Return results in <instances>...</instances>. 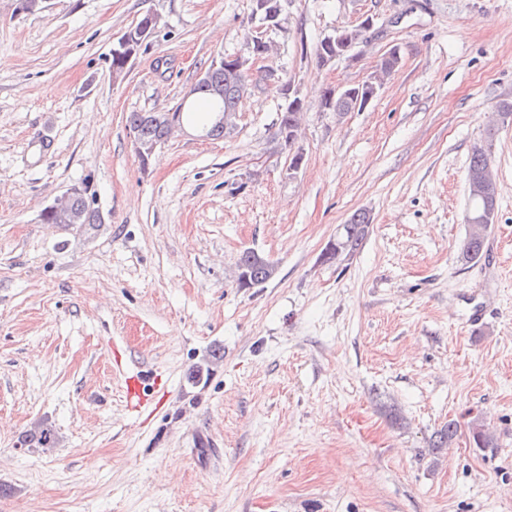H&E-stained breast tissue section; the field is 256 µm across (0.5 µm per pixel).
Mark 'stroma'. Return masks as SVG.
Wrapping results in <instances>:
<instances>
[{
    "instance_id": "1",
    "label": "stroma",
    "mask_w": 512,
    "mask_h": 512,
    "mask_svg": "<svg viewBox=\"0 0 512 512\" xmlns=\"http://www.w3.org/2000/svg\"><path fill=\"white\" fill-rule=\"evenodd\" d=\"M149 11L114 76V43ZM251 12L0 0V512H512V123L484 254L460 253L471 151L512 101V0H287L235 133L185 125L141 167L127 114L173 111L243 52ZM368 17L352 58L319 65L321 38ZM392 51L364 110L323 109ZM287 82L304 101L294 175L274 137ZM82 186L91 229L43 221ZM357 211L362 246L324 261ZM246 249L273 281L238 286ZM136 369L164 394L140 414L122 394ZM41 424L57 447L22 446ZM150 14L152 13L147 12L146 14H144L142 18L138 21V23L142 21L139 24V26L132 27L126 32H124L118 38L117 42L114 44L113 48L115 53H119L123 50H128V62L126 60L125 52L119 54H114L112 52L111 67L113 73L116 72L118 75L125 73L129 67L130 62L132 61V58H134L138 53L136 52L135 54L136 47L152 35L156 25L153 27V21L150 19L144 20Z\"/></svg>"
}]
</instances>
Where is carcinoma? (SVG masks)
Masks as SVG:
<instances>
[{"label": "carcinoma", "mask_w": 512, "mask_h": 512, "mask_svg": "<svg viewBox=\"0 0 512 512\" xmlns=\"http://www.w3.org/2000/svg\"><path fill=\"white\" fill-rule=\"evenodd\" d=\"M206 72L209 73V82L195 83L176 107L175 112L181 119L188 114L198 115L197 129L206 132L210 139H220L233 134L236 130L237 103L251 89V74L211 67L207 68ZM303 106V100L295 97L280 112L275 133L278 140H283L282 132L284 130L298 128ZM219 112L224 113V125L222 126L215 124V117ZM126 121L129 129L143 141H159L168 134L164 125L151 119L149 112H131ZM494 136L495 128H488L486 143L474 147L467 168V182H472L479 173L486 169ZM468 201L467 216L478 219L480 224L491 226L496 213V181L490 180L488 187L483 192L468 190ZM71 209L75 214L81 216L82 221L89 224L95 222V214L90 209L86 196L83 195L73 200ZM369 225L370 216L367 213L362 211L353 213L347 223L342 225L340 236L326 249V253L323 254L324 259L331 262L343 255L353 254L367 235ZM485 238L486 235L480 233L473 225H468L462 245L463 257L469 261L479 258L484 251ZM276 275L275 263L253 250L243 251L238 259L237 281L242 288L262 286L273 280ZM457 432L458 426L455 422L446 423L434 433L431 447L436 450L448 447ZM22 442L30 447L49 451L56 447L58 439L52 427L41 425L27 434Z\"/></svg>", "instance_id": "1"}]
</instances>
